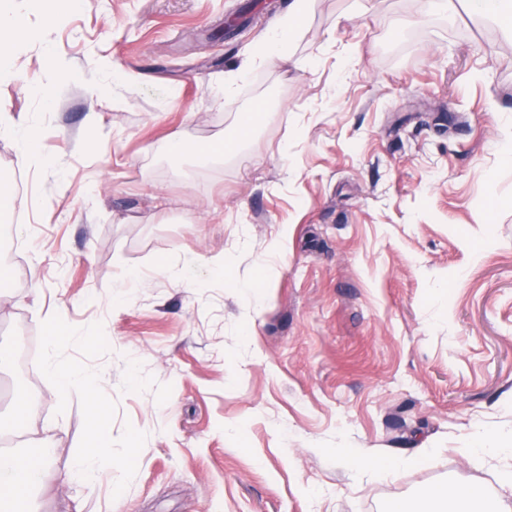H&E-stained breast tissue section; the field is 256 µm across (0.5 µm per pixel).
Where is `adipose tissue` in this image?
Listing matches in <instances>:
<instances>
[{"label":"adipose tissue","mask_w":512,"mask_h":512,"mask_svg":"<svg viewBox=\"0 0 512 512\" xmlns=\"http://www.w3.org/2000/svg\"><path fill=\"white\" fill-rule=\"evenodd\" d=\"M313 4L314 0H292L287 17L281 19L256 48L252 63L269 67L287 63L292 42ZM48 348L45 370L56 379L60 400L66 402L79 394L94 401V373L66 368L58 354L57 338H50ZM93 413L96 425L91 431L88 447L78 456L71 470L59 474L60 482L79 480L92 485L101 475L122 466L121 461L106 451L111 431L106 410L95 405ZM471 438L474 453L493 461L502 476V491L494 500H487L473 486L432 485L424 490L419 500H396L388 506L387 512H512V430L492 435L477 428ZM45 475L44 458L25 449H1L0 503L6 505L9 512H27L30 492L43 482Z\"/></svg>","instance_id":"1"}]
</instances>
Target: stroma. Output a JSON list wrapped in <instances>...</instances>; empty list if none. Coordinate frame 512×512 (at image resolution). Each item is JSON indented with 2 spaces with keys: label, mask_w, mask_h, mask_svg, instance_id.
I'll use <instances>...</instances> for the list:
<instances>
[{
  "label": "stroma",
  "mask_w": 512,
  "mask_h": 512,
  "mask_svg": "<svg viewBox=\"0 0 512 512\" xmlns=\"http://www.w3.org/2000/svg\"><path fill=\"white\" fill-rule=\"evenodd\" d=\"M290 2L72 0L52 23L30 0L44 38L0 60V114L35 127L45 161L20 167L0 135V178L25 184L0 211V413L18 392L27 408L0 448L44 453L35 512H385L436 482L500 492L467 449L472 427L512 426V34L460 0L424 18L417 0H318L293 63L241 72ZM55 54L70 72L44 95ZM259 103L246 139L198 154ZM53 331L95 335L62 358L95 372L127 464L90 487L57 480L90 403L19 364ZM336 448L404 466L355 476Z\"/></svg>",
  "instance_id": "1"
}]
</instances>
